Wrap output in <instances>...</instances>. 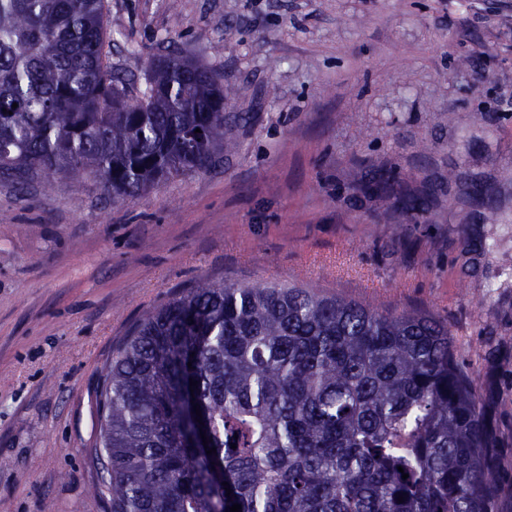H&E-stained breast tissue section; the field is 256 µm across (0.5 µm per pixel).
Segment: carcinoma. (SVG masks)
I'll list each match as a JSON object with an SVG mask.
<instances>
[{
  "instance_id": "carcinoma-1",
  "label": "carcinoma",
  "mask_w": 512,
  "mask_h": 512,
  "mask_svg": "<svg viewBox=\"0 0 512 512\" xmlns=\"http://www.w3.org/2000/svg\"><path fill=\"white\" fill-rule=\"evenodd\" d=\"M107 15V0H0V178L18 189L93 177L134 198L224 147L223 76L168 55L130 94ZM494 447L447 322L205 281L129 332L90 454L112 512H499Z\"/></svg>"
}]
</instances>
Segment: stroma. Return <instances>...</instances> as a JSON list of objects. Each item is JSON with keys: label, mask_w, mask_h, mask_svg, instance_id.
I'll list each match as a JSON object with an SVG mask.
<instances>
[{"label": "stroma", "mask_w": 512, "mask_h": 512, "mask_svg": "<svg viewBox=\"0 0 512 512\" xmlns=\"http://www.w3.org/2000/svg\"><path fill=\"white\" fill-rule=\"evenodd\" d=\"M108 33L135 85L171 50L223 73L236 146L133 199L0 181V512H110L100 372L205 279L447 321L512 512V0H109Z\"/></svg>", "instance_id": "35a3bbf8"}]
</instances>
